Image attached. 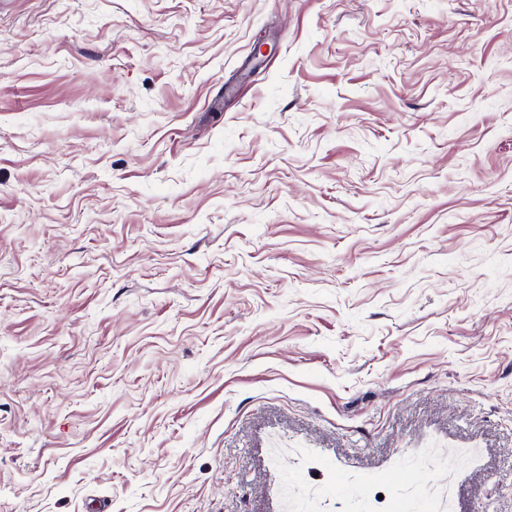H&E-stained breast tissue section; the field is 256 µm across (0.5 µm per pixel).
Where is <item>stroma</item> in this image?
I'll use <instances>...</instances> for the list:
<instances>
[{
    "instance_id": "obj_1",
    "label": "stroma",
    "mask_w": 512,
    "mask_h": 512,
    "mask_svg": "<svg viewBox=\"0 0 512 512\" xmlns=\"http://www.w3.org/2000/svg\"><path fill=\"white\" fill-rule=\"evenodd\" d=\"M0 512H512V0H0Z\"/></svg>"
}]
</instances>
